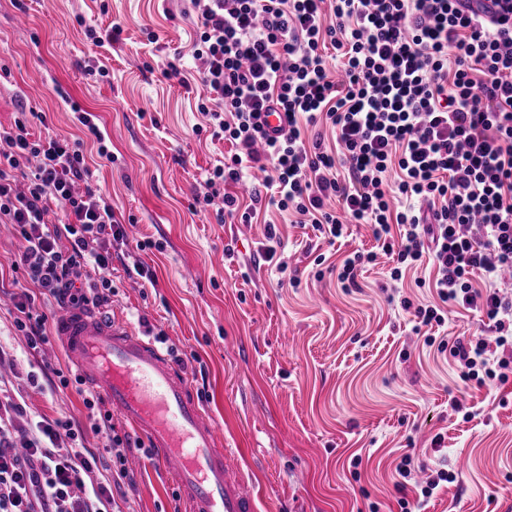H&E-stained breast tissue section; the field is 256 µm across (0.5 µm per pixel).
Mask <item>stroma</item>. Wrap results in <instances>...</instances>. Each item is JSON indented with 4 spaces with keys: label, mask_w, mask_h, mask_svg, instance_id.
Instances as JSON below:
<instances>
[{
    "label": "stroma",
    "mask_w": 512,
    "mask_h": 512,
    "mask_svg": "<svg viewBox=\"0 0 512 512\" xmlns=\"http://www.w3.org/2000/svg\"><path fill=\"white\" fill-rule=\"evenodd\" d=\"M116 26L118 40L105 42ZM200 26L188 0H0V127L27 112L34 137L80 141L123 224L105 315L177 360L255 483L260 512H401L407 456L419 481L455 475L422 512H512V379L464 380L439 350L479 333L472 310L452 307L442 327L414 332L400 301L437 303L424 285L429 265L395 282L381 254L346 288L328 269L373 249L370 225L331 245L288 212L242 224L196 210L231 149L197 108ZM173 67L178 77H168ZM272 224L275 266L263 258ZM18 262L19 233L0 224V403L22 404L34 422L63 421L59 453L99 452L90 482L126 471L112 487L118 512H184L146 449L104 447L94 425L111 407H86L58 339L33 349L19 335L16 297L33 284ZM140 264L152 279L136 274ZM43 370L68 386L35 388L30 377Z\"/></svg>",
    "instance_id": "35a3bbf8"
}]
</instances>
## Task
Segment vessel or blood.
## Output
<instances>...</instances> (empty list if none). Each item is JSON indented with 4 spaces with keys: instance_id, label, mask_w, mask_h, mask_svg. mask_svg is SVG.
I'll use <instances>...</instances> for the list:
<instances>
[{
    "instance_id": "b4317fda",
    "label": "vessel or blood",
    "mask_w": 512,
    "mask_h": 512,
    "mask_svg": "<svg viewBox=\"0 0 512 512\" xmlns=\"http://www.w3.org/2000/svg\"><path fill=\"white\" fill-rule=\"evenodd\" d=\"M53 329L78 374L146 439L190 512H259L254 483L163 348L82 308L60 309Z\"/></svg>"
}]
</instances>
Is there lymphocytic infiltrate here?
<instances>
[{
  "mask_svg": "<svg viewBox=\"0 0 512 512\" xmlns=\"http://www.w3.org/2000/svg\"><path fill=\"white\" fill-rule=\"evenodd\" d=\"M201 21L194 56L198 109L214 137L235 151L206 180L204 205L252 219L232 188L252 168L266 177L254 204L292 211L329 240L368 224L374 251L344 259L337 280L355 283L378 255L390 277L429 260L440 305L417 307V326L443 325L447 304L483 313L484 335L450 352L467 379L512 378V298L475 288L512 272V0H190ZM335 50L340 80L327 65ZM284 112L286 125L264 130L260 116ZM336 130L337 152L305 137L319 123ZM24 121L0 129V224L22 238L19 260L37 294L22 293L17 328L30 347L48 340L37 295L58 303L107 307L112 266L106 241L123 243L122 223L102 194L79 143L34 144ZM37 159L23 169L18 153ZM399 168L388 183L389 168ZM86 182L75 194L76 182ZM337 201L339 211L329 210ZM66 232L69 250L57 246ZM25 411L0 412V512H112L107 484L85 489L95 454L57 455V424L24 428ZM25 433L23 451L8 443Z\"/></svg>",
  "mask_w": 512,
  "mask_h": 512,
  "instance_id": "lymphocytic-infiltrate-1",
  "label": "lymphocytic infiltrate"
}]
</instances>
